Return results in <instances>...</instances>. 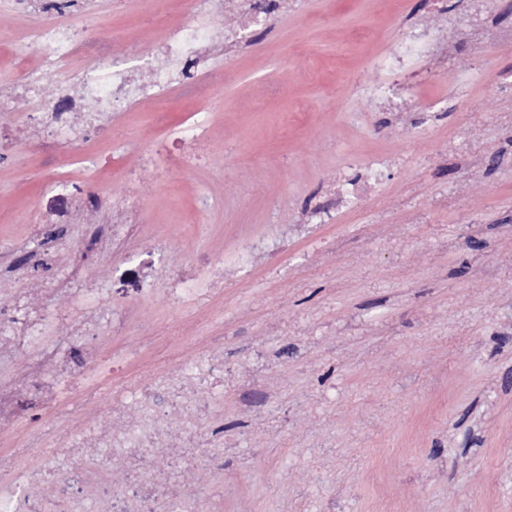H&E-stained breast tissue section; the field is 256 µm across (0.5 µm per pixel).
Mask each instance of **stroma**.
I'll use <instances>...</instances> for the list:
<instances>
[{
  "mask_svg": "<svg viewBox=\"0 0 512 512\" xmlns=\"http://www.w3.org/2000/svg\"><path fill=\"white\" fill-rule=\"evenodd\" d=\"M121 58L141 62L162 38L159 14L184 0H77ZM470 0H285L246 46L224 51L227 14L208 19L212 91H168L108 113L111 137L34 143L39 103L0 110V323L33 307L64 313L0 353V392L20 416L0 426V471L25 465L38 434L101 423L116 391L192 364L224 341V393L203 427L223 426L224 466L195 471L196 512H512V0H492L475 35ZM0 0V45H27L40 25ZM427 28L448 52L430 63L407 111L384 112L369 89L375 62ZM209 133L180 169L140 154L172 144L189 113ZM384 156L378 192L337 210L336 175ZM211 205L200 208L199 194ZM139 224L97 246L129 197ZM51 224V265L36 264L33 220ZM287 235L280 263L239 262L247 239ZM223 264L222 291L173 307L169 274L198 257ZM81 262L94 293L43 292ZM126 309L128 331L103 326L82 355L93 376L43 373L51 398L17 386L36 349L65 345L68 325ZM137 356L116 371L113 353Z\"/></svg>",
  "mask_w": 512,
  "mask_h": 512,
  "instance_id": "obj_1",
  "label": "stroma"
}]
</instances>
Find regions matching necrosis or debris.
<instances>
[{"label": "necrosis or debris", "mask_w": 512, "mask_h": 512, "mask_svg": "<svg viewBox=\"0 0 512 512\" xmlns=\"http://www.w3.org/2000/svg\"><path fill=\"white\" fill-rule=\"evenodd\" d=\"M199 13L237 16L240 26H259L270 21L280 8V0H194ZM90 16L69 18L66 26L45 27L33 32L30 50L36 58L14 86L16 97H41V74L54 70L60 89L47 103L50 132L73 131L83 107L111 111L114 102L131 105L147 98H163L177 89L185 99L196 100L210 90L207 25L177 22L157 48L161 63L139 70L120 61L104 38L91 34ZM432 36L410 34L395 50L378 59L380 81L371 95L390 109L399 108L403 84H415L420 75L415 63L434 54ZM77 57L90 58V66L71 74L68 66ZM403 84L392 83V76ZM385 161L368 157L357 161L350 172L339 177L340 199L363 201L382 183ZM224 386V347L214 345L197 361L191 373L173 370L158 376L152 385L140 388L134 403L114 399L111 422L97 424L64 436L37 437L43 452L25 470L0 475V512H80V504L92 500L97 512H188L185 475L199 462L221 468L224 436L201 429L208 403L199 388L220 390ZM181 417L179 427H171L166 409ZM168 454L156 457L157 445ZM121 462L123 479L114 484L107 459Z\"/></svg>", "instance_id": "necrosis-or-debris-1"}]
</instances>
